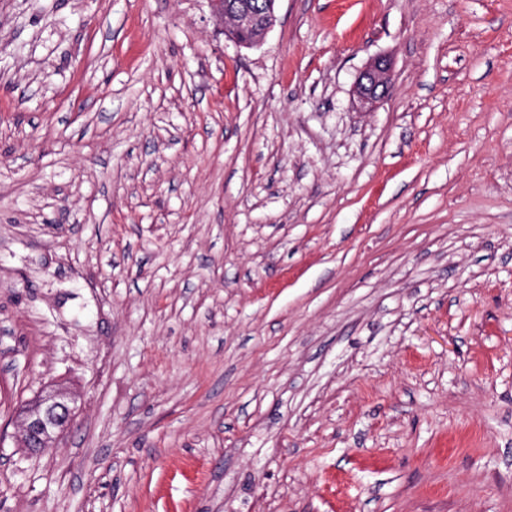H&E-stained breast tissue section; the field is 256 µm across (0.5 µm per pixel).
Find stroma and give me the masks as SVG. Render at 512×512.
<instances>
[{
  "instance_id": "1",
  "label": "stroma",
  "mask_w": 512,
  "mask_h": 512,
  "mask_svg": "<svg viewBox=\"0 0 512 512\" xmlns=\"http://www.w3.org/2000/svg\"><path fill=\"white\" fill-rule=\"evenodd\" d=\"M212 12L0 0V512H512V0ZM214 16L239 45L258 43L276 23V0H216ZM390 87L389 63L379 59L359 75L356 93L362 100L373 102L383 99ZM75 403V396L61 389L39 397L24 408L17 425L22 448L37 455L55 447L74 423Z\"/></svg>"
}]
</instances>
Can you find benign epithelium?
Segmentation results:
<instances>
[{"instance_id":"7a95c632","label":"benign epithelium","mask_w":512,"mask_h":512,"mask_svg":"<svg viewBox=\"0 0 512 512\" xmlns=\"http://www.w3.org/2000/svg\"><path fill=\"white\" fill-rule=\"evenodd\" d=\"M276 0H214V16L228 35L240 45L259 42L276 23ZM390 89V66L384 59L375 61L360 75L356 93L364 101H377ZM75 396L54 390L30 403L19 415L18 437L31 454L55 447L72 427Z\"/></svg>"}]
</instances>
